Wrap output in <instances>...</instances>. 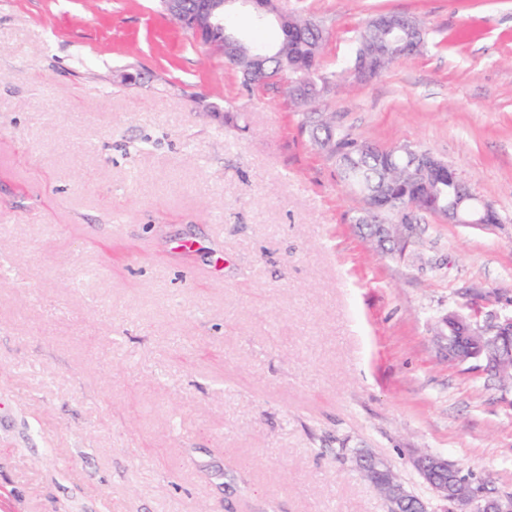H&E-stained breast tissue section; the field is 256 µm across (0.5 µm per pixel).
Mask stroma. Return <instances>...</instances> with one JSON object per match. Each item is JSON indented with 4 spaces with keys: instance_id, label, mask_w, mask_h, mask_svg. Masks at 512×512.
<instances>
[{
    "instance_id": "35a3bbf8",
    "label": "stroma",
    "mask_w": 512,
    "mask_h": 512,
    "mask_svg": "<svg viewBox=\"0 0 512 512\" xmlns=\"http://www.w3.org/2000/svg\"><path fill=\"white\" fill-rule=\"evenodd\" d=\"M328 34L337 126L452 165L504 217L401 255L279 85L154 0H0V512H390L354 467L444 456L512 494V388L449 311L512 314V0H276ZM427 48L345 84L365 20ZM412 20L415 25H423L420 20L415 16H407ZM384 24L388 25L393 31H398L399 39L403 45L404 50L409 54L396 53L395 56H390L385 62L384 67L389 66L394 61H400L401 59L407 60L418 55L422 49L415 54L412 53L419 45L422 38L423 31L417 26L411 24L406 17H402L401 20L385 21Z\"/></svg>"
}]
</instances>
